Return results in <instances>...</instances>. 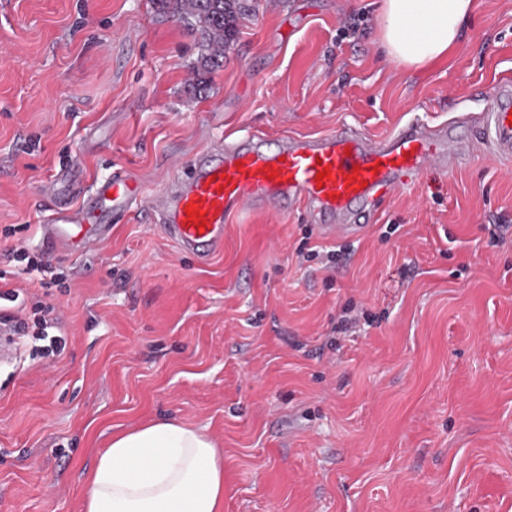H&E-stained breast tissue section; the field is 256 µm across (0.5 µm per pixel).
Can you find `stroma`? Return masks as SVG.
<instances>
[{
  "mask_svg": "<svg viewBox=\"0 0 512 512\" xmlns=\"http://www.w3.org/2000/svg\"><path fill=\"white\" fill-rule=\"evenodd\" d=\"M250 4L201 82L188 23L152 0H0V231L38 248L113 168L150 195L221 135L382 137L481 111L512 75V0H476L416 73L384 57L370 0ZM113 222L49 255L65 287L9 279L68 344L0 363V512H84L113 434L160 418L222 450L224 512H512V230L491 235L512 227V162L426 170L337 240L298 209L241 214L205 263L149 212Z\"/></svg>",
  "mask_w": 512,
  "mask_h": 512,
  "instance_id": "1",
  "label": "stroma"
}]
</instances>
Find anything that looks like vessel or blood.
<instances>
[{"label":"vessel or blood","instance_id":"vessel-or-blood-1","mask_svg":"<svg viewBox=\"0 0 512 512\" xmlns=\"http://www.w3.org/2000/svg\"><path fill=\"white\" fill-rule=\"evenodd\" d=\"M481 150L512 160L510 79L492 88L473 120L432 125L413 118L383 138L343 126L285 137L273 149L255 133L218 140L170 177L153 213L177 249L200 262L223 251L228 219L248 207L301 205L319 232L338 237L373 219L385 197L414 185L425 169H455ZM325 167L329 177L318 180ZM143 196L130 172L114 169L82 205L59 209L42 225V248L73 255L105 242L112 234L105 216L137 212ZM190 209L205 214V228L190 225Z\"/></svg>","mask_w":512,"mask_h":512}]
</instances>
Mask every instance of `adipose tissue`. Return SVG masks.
Masks as SVG:
<instances>
[{"label":"adipose tissue","mask_w":512,"mask_h":512,"mask_svg":"<svg viewBox=\"0 0 512 512\" xmlns=\"http://www.w3.org/2000/svg\"><path fill=\"white\" fill-rule=\"evenodd\" d=\"M380 43L398 68L424 71L458 43L474 0H376ZM224 460L203 429L159 419L113 435L84 512H223Z\"/></svg>","instance_id":"adipose-tissue-1"}]
</instances>
